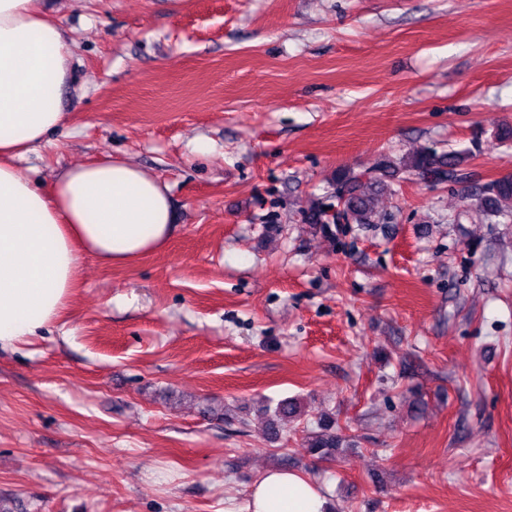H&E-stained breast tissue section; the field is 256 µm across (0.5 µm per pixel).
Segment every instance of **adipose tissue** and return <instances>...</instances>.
I'll use <instances>...</instances> for the list:
<instances>
[{
  "label": "adipose tissue",
  "mask_w": 512,
  "mask_h": 512,
  "mask_svg": "<svg viewBox=\"0 0 512 512\" xmlns=\"http://www.w3.org/2000/svg\"><path fill=\"white\" fill-rule=\"evenodd\" d=\"M72 42L41 0H0V347L57 321L90 255L123 264L163 248L176 226L168 188L129 163L96 161L33 185L18 161L67 121ZM246 512H325L316 483L271 469Z\"/></svg>",
  "instance_id": "ef3b65f1"
}]
</instances>
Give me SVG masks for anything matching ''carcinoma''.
I'll use <instances>...</instances> for the list:
<instances>
[{
    "label": "carcinoma",
    "mask_w": 512,
    "mask_h": 512,
    "mask_svg": "<svg viewBox=\"0 0 512 512\" xmlns=\"http://www.w3.org/2000/svg\"><path fill=\"white\" fill-rule=\"evenodd\" d=\"M415 175L428 178L437 184L464 183L472 171L467 165L466 153L462 151H439L426 146L408 153L398 162L382 160L359 172L339 170L336 172V203L322 198L310 201L306 209V221L310 229L325 236H334L331 225L374 224L382 219L376 210L377 197L391 196L405 176ZM469 204L456 215V219L468 218L486 221L496 217L512 218V177L502 176L487 182L475 191L463 195ZM299 414L297 403L284 400L274 409V417L269 421L270 431H276L279 423H285ZM320 432L309 437L307 448L311 455L330 460L336 457L339 439L328 432L335 421L323 416L318 421Z\"/></svg>",
    "instance_id": "obj_1"
}]
</instances>
